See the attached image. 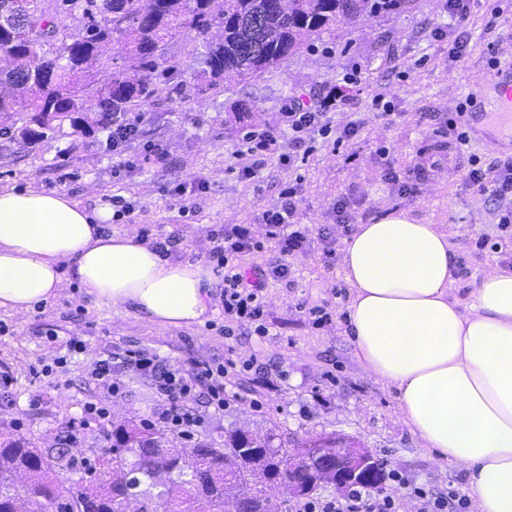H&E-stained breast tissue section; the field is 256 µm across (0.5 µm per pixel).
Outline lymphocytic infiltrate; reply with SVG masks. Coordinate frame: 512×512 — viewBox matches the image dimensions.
<instances>
[{
    "mask_svg": "<svg viewBox=\"0 0 512 512\" xmlns=\"http://www.w3.org/2000/svg\"><path fill=\"white\" fill-rule=\"evenodd\" d=\"M459 177L497 199L512 194V157L497 160L486 168L480 167L477 157H470L468 167L460 171ZM298 205V188L292 185L282 189L277 201L264 211L266 236L275 241L279 256L250 274L237 262L238 257L258 247L250 225L228 224L222 229L221 243L214 247L212 257L217 269L223 272L225 321L241 326L256 323L257 335H265L266 328L260 323L263 309L259 298L269 282L288 278L290 258L308 253L318 242L322 245L324 260L334 259L336 250L327 235L314 232L309 225L296 223ZM122 369L132 371L153 386L163 404L159 420L186 439L192 437L194 427L201 422L200 416L187 407L195 392H202L207 405L222 410L226 398L234 394L237 376L235 363L230 359L217 366L199 362L186 370L158 356L127 350L120 354L118 361L106 358L96 362L86 380L112 395L120 389L117 373ZM295 512H398V506L392 497L356 489L341 498L297 505Z\"/></svg>",
    "mask_w": 512,
    "mask_h": 512,
    "instance_id": "obj_1",
    "label": "lymphocytic infiltrate"
}]
</instances>
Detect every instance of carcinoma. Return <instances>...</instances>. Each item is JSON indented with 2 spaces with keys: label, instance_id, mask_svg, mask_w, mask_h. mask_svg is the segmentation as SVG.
Wrapping results in <instances>:
<instances>
[{
  "label": "carcinoma",
  "instance_id": "carcinoma-1",
  "mask_svg": "<svg viewBox=\"0 0 512 512\" xmlns=\"http://www.w3.org/2000/svg\"><path fill=\"white\" fill-rule=\"evenodd\" d=\"M410 0H0V135L37 144L76 115L97 114L108 125L154 96L158 82L183 80L170 63V41L180 32L205 38L204 81L190 91L204 95L227 83L278 69L325 30L405 9ZM67 12L82 28L59 29ZM119 46L122 63L111 57ZM110 71L102 83L98 74ZM165 427L128 421L112 429V446L89 464L90 487H67L61 475L73 466L63 444L40 448L16 438L0 443V512H125L140 496V512H158L142 479L166 474V512H224L232 497L245 512H288L287 501L270 496L280 467H291L289 495L312 500L324 488L313 472L317 453L336 447V435H321L295 448L273 430L256 437L241 431L195 439L193 451L177 446ZM388 479L383 461L348 487L378 490Z\"/></svg>",
  "mask_w": 512,
  "mask_h": 512
}]
</instances>
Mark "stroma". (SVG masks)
<instances>
[{
	"label": "stroma",
	"instance_id": "obj_1",
	"mask_svg": "<svg viewBox=\"0 0 512 512\" xmlns=\"http://www.w3.org/2000/svg\"><path fill=\"white\" fill-rule=\"evenodd\" d=\"M447 0H413L410 8L381 20L327 31L310 48L261 78L225 84L196 96L177 83L158 84L150 104L136 116L142 135L117 155L104 126L64 123L45 141L27 145L0 138V188L34 186L67 194L86 210L112 209L114 201L132 206L131 218L107 221L115 233L141 232L149 238L175 237L174 260L210 264L214 235L227 224H250L262 248L243 259L262 265L278 256L267 240L263 212L285 184L298 182L297 221L323 224L330 237L344 241L343 224L328 218L336 200L347 203L350 224H369L391 211L406 209L423 224L448 237L458 268L452 291L467 302L483 274L494 264L512 266V244L494 249L498 210L512 196L496 201L458 178L470 155L483 164L512 156V147L494 148L470 133L465 150L449 145L448 118L469 95L485 96L496 70L512 68V0H471L462 29L449 27ZM466 31L462 58L454 41ZM497 67H490L489 57ZM354 76L346 84V76ZM343 100H335L336 92ZM327 104L337 128L355 124L356 134L333 146L316 134L294 148L285 113L292 100ZM391 119H382V112ZM270 129L277 143L257 176L240 179L246 158L237 157L246 128ZM162 145L161 163L128 169L121 161L142 153L145 144ZM295 152L289 167L281 154ZM395 167L410 173L413 189L399 192L383 180ZM203 182L192 199L176 196L177 185ZM488 247H477L479 235ZM352 290L341 261L325 263L321 248L294 257L288 280L269 282L263 292L267 335L224 336V289L216 287L204 324L162 330L138 315L97 305L77 282L66 281L57 297L25 314L0 310V367L13 381L0 391V437H25L56 445L69 423H78L75 458L96 456L103 445L102 424L85 418V406L97 391L84 383L86 370L107 351L142 349L174 365L252 362L242 372L239 399L222 412L203 409L198 433L240 429L261 434L278 429L289 445L319 433L369 448L387 470L399 471L404 484L387 482L386 493L417 512L413 487L462 490L464 469L436 463L404 424L397 392L359 364L348 336L347 307ZM325 307L329 319L313 325L308 308ZM76 339L83 352L71 355L66 374L52 381L36 368L68 353ZM112 398V425L155 421L158 398L132 372Z\"/></svg>",
	"mask_w": 512,
	"mask_h": 512
}]
</instances>
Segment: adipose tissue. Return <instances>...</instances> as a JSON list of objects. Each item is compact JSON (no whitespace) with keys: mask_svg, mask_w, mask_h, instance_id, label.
<instances>
[{"mask_svg":"<svg viewBox=\"0 0 512 512\" xmlns=\"http://www.w3.org/2000/svg\"><path fill=\"white\" fill-rule=\"evenodd\" d=\"M342 264L360 364L397 391L424 448L468 472L480 512H512V267H490L460 305L447 236L405 210L357 225ZM69 277L161 329L202 323L215 281L137 234H102L66 194L0 189V309L29 312Z\"/></svg>","mask_w":512,"mask_h":512,"instance_id":"1","label":"adipose tissue"}]
</instances>
